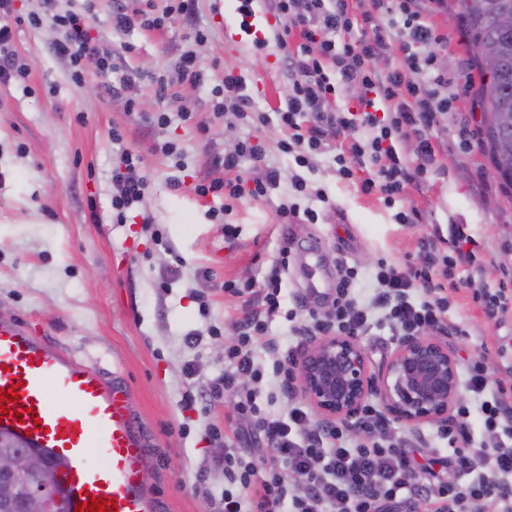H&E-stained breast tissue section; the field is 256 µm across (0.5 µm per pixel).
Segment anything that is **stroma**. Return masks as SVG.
<instances>
[{"mask_svg": "<svg viewBox=\"0 0 512 512\" xmlns=\"http://www.w3.org/2000/svg\"><path fill=\"white\" fill-rule=\"evenodd\" d=\"M218 0H199L194 20L174 19L159 32L124 34L111 23L112 0H95L90 35L129 52L116 58L113 83L127 81V96L104 91L98 78L77 87L66 79L56 56L50 25L21 26L14 48L29 68L27 86L0 85V322L23 330L41 347L64 353L93 370L109 387L121 386L147 453L143 484L152 512H208L206 493L221 494L224 475L211 469L217 453L209 430L223 427L227 403H210L214 383L224 376V343L238 335L244 298L225 293L232 281L262 283L280 249L288 251L283 316L271 324L282 350L301 352L308 310L324 311L336 282L353 270L359 300L375 293L378 264L400 269L426 264L423 241L449 225H466L484 259L482 269L458 264L459 291L450 293L449 319L460 336H440L457 364L484 357L494 383L512 387V310L488 315L475 301L477 290L512 293V194L500 185L479 148L458 138L477 112V74L464 32L449 21V7L428 14L444 37L421 47L439 68L457 77L456 99L434 135L446 172L429 176L407 202L386 207L366 195L358 180L338 174L334 161L343 138H326L306 165L283 153L286 135L276 111L291 85L275 39L264 48L228 40ZM208 28V42L196 46L198 65L211 77L242 76L253 111L265 124L234 115L210 122L206 130L178 119L189 110L211 111V87L176 82L158 94L148 74L168 71L186 50L191 24ZM139 108L127 113L126 97ZM172 113L158 128L156 112ZM123 140H112L113 131ZM261 144L265 164L280 180L266 201L242 197L228 216L234 237L211 218L221 199L194 191L201 179H224L215 156L232 152L242 140ZM164 142L176 145L163 154ZM137 151L149 185L142 203L125 223L112 219V166L121 148ZM303 178L307 192L294 187ZM311 208L314 224H284L280 203ZM420 211L415 224L394 219L404 206ZM152 226H145L143 216ZM208 277H200V270ZM217 335H209V328ZM371 372H378L399 339L382 314H374L360 338ZM192 395L184 404V395ZM206 474L198 485V474Z\"/></svg>", "mask_w": 512, "mask_h": 512, "instance_id": "1", "label": "stroma"}]
</instances>
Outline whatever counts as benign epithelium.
I'll use <instances>...</instances> for the list:
<instances>
[{
	"mask_svg": "<svg viewBox=\"0 0 512 512\" xmlns=\"http://www.w3.org/2000/svg\"><path fill=\"white\" fill-rule=\"evenodd\" d=\"M292 371L294 389L322 427L356 430L353 419L372 397L397 422H446L462 398L456 362L445 346L424 334L402 337L376 375L357 338L310 336ZM23 441L18 433L0 429V487L5 489L0 512H69L59 492L63 468L26 449Z\"/></svg>",
	"mask_w": 512,
	"mask_h": 512,
	"instance_id": "benign-epithelium-1",
	"label": "benign epithelium"
}]
</instances>
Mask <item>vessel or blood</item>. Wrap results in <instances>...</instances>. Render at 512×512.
Returning a JSON list of instances; mask_svg holds the SVG:
<instances>
[{
  "mask_svg": "<svg viewBox=\"0 0 512 512\" xmlns=\"http://www.w3.org/2000/svg\"><path fill=\"white\" fill-rule=\"evenodd\" d=\"M270 20L255 0H234L224 16L231 35L266 37ZM16 388L0 426L28 435L68 461L65 488L74 505L88 499L116 503L118 512H151L142 485L145 452L123 391L111 390L91 370L44 349L0 323V390ZM59 388L65 403L50 397Z\"/></svg>",
  "mask_w": 512,
  "mask_h": 512,
  "instance_id": "obj_1",
  "label": "vessel or blood"
}]
</instances>
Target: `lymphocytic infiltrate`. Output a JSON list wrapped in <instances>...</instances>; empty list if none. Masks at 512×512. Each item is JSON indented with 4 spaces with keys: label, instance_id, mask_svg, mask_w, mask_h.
I'll use <instances>...</instances> for the list:
<instances>
[{
    "label": "lymphocytic infiltrate",
    "instance_id": "1",
    "mask_svg": "<svg viewBox=\"0 0 512 512\" xmlns=\"http://www.w3.org/2000/svg\"><path fill=\"white\" fill-rule=\"evenodd\" d=\"M13 0H0V82L27 75V68L11 48L10 20ZM57 0H41L43 10L29 14L27 23L40 28L51 23L57 33L53 51L67 63L66 78L81 86L87 81L85 61L95 58L99 79L108 80L117 48L93 41L89 25L94 17L91 0L82 11H57ZM271 11L282 32L278 36L292 82V93L279 120L288 132L279 144L281 152H297L298 162L318 151L325 136L347 134L343 154L335 162L346 180L359 179L364 193H379L385 204L404 198L408 187L420 186L436 169L432 131L439 115L451 105L438 98V89L453 82L432 58L420 57L414 47L434 41L423 21L417 0H370L369 9L355 11L352 0H271ZM195 0H166L156 11L154 0H114L112 26L121 31L163 30L175 17L192 18ZM402 53L401 66L390 63ZM359 82L355 106L333 110L340 88ZM241 77L227 75L212 90L214 116L248 115L250 97ZM414 141L415 159H408L402 144ZM140 158L125 152L112 171L115 191L112 209L116 222L144 195L145 180L139 174ZM279 180L268 170L244 186L241 179L201 183L199 195L222 194L228 199L248 195L266 198ZM286 257H278L261 289L260 305L247 315L243 330L225 345L223 382L211 390L220 400L225 390L235 389L233 412L261 433L274 454L273 465L264 456L225 448L214 460L228 482L220 496L209 497L210 512H389L396 503H422L425 512H466L469 506L483 512H512V395L490 386L489 368L471 362L465 372V388L471 402L459 407L460 424L441 431V439L453 447L449 458L431 455L428 466L445 465L455 479L437 478L420 489L416 470L403 441L374 405L362 409L361 424L368 434L354 438L343 426L327 429L307 424L304 404L289 400L285 412H274V394H263L265 372L290 385V359L276 358L277 344L268 339L270 323L281 309L282 274ZM353 271L339 278L327 313L310 312L312 335L340 333L358 336L366 329L373 311H384L392 330L402 333L456 334L460 328L448 318V293L457 289L455 261L432 258L420 269L400 270L380 266L379 287L368 303L352 295ZM421 287L425 298L414 299ZM264 337L255 347L254 337ZM246 377L251 387H236ZM481 432V446L471 449L473 430ZM468 484H459V477Z\"/></svg>",
    "mask_w": 512,
    "mask_h": 512
}]
</instances>
